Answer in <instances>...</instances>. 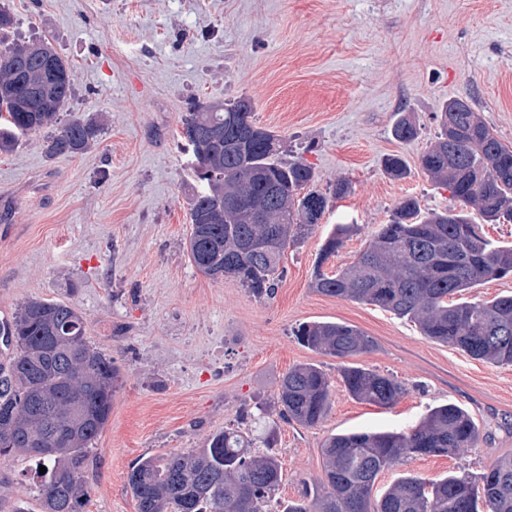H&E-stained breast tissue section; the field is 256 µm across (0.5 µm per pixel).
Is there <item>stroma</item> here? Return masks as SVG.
<instances>
[{
	"mask_svg": "<svg viewBox=\"0 0 512 512\" xmlns=\"http://www.w3.org/2000/svg\"><path fill=\"white\" fill-rule=\"evenodd\" d=\"M0 1L16 19L12 38L49 39L68 61L74 92L62 119L103 126L79 156L48 157L43 131L0 153V321L30 299L72 304L122 376L89 453L86 512H137L127 476L141 457L203 447L243 405L273 402L300 364L327 374L331 407L312 428L278 421L273 503L320 483L329 436L401 432L441 404L472 416L476 447L397 464L374 494L403 476L477 475L512 455V366L471 359L390 312L311 286L316 268L356 262L402 198L426 212L451 206L419 166L448 100L470 97L512 144V0ZM241 97L257 126L313 167L317 190L351 182L314 232L288 246L282 278L260 298L200 274L185 245L196 183L182 119ZM404 115L417 126L407 143L393 134ZM396 154L408 166L402 179L384 168ZM338 224L354 230L319 263ZM313 321L354 326L375 347L343 360L312 352L293 331ZM345 364L394 376L406 392L388 407L358 401L343 385ZM34 469L0 458V512H39Z\"/></svg>",
	"mask_w": 512,
	"mask_h": 512,
	"instance_id": "35a3bbf8",
	"label": "stroma"
}]
</instances>
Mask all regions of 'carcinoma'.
I'll return each mask as SVG.
<instances>
[{
  "label": "carcinoma",
  "instance_id": "obj_1",
  "mask_svg": "<svg viewBox=\"0 0 512 512\" xmlns=\"http://www.w3.org/2000/svg\"><path fill=\"white\" fill-rule=\"evenodd\" d=\"M13 15L0 7V152L17 144L16 135L45 128L48 157L86 151L100 126L60 114L73 92L72 71L47 38L9 42ZM439 132L419 159L431 181L450 192L455 205L424 212L413 196L399 201L388 223L379 225L368 247L351 266L332 275L322 264L351 232L338 224L324 241L312 287L323 295L379 307L418 326L427 339L454 347L474 360L512 365V294L492 300L459 301L453 296L480 283L512 274V246L485 238L482 223L512 221V147L501 143L474 111L470 100L444 104ZM253 121L246 98L201 105L183 119L195 132L190 144L199 158L193 169L204 187L190 204V261L211 279L231 277L256 297L272 293L288 244L307 237L306 202L326 199L313 188L315 172L273 132L257 128L243 143L237 132ZM394 136L416 138L413 120L402 117ZM394 178L407 174L399 155L385 160ZM10 342L0 364V457H28L50 463L35 472L42 512H84L89 501L85 468L90 446L109 420L121 384L120 369L93 348L86 321L72 305L32 299L10 320L0 337ZM304 347L346 358L374 348V340L354 326L307 322L294 330ZM341 376L356 400L391 406L404 393L394 377L358 367ZM330 382L317 366L292 367L282 377L276 401L257 407L304 427L326 417ZM275 429L251 436L226 428L202 448L143 457L128 475L138 512H274L270 494L281 481V465L271 454ZM479 428L462 407L432 409L404 432L335 434L322 448L324 478L311 494L281 512H512V455L478 476L467 472L431 482L417 476L397 479L374 499L380 473L405 458L451 456L473 448Z\"/></svg>",
  "mask_w": 512,
  "mask_h": 512
}]
</instances>
